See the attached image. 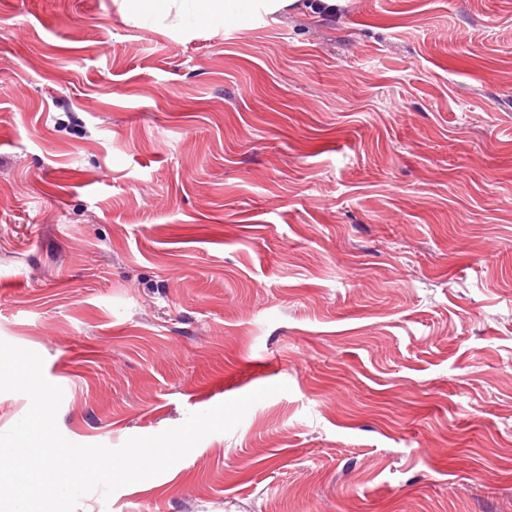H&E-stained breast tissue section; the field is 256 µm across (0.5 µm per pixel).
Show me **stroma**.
Segmentation results:
<instances>
[{
  "mask_svg": "<svg viewBox=\"0 0 512 512\" xmlns=\"http://www.w3.org/2000/svg\"><path fill=\"white\" fill-rule=\"evenodd\" d=\"M0 340L81 445L289 387L78 512H512V0H0ZM238 1L249 2L250 7L258 16H261V13H278L298 2L297 0H196L195 12L201 20L218 13H223L224 19L234 18L237 17L235 10Z\"/></svg>",
  "mask_w": 512,
  "mask_h": 512,
  "instance_id": "obj_1",
  "label": "stroma"
}]
</instances>
